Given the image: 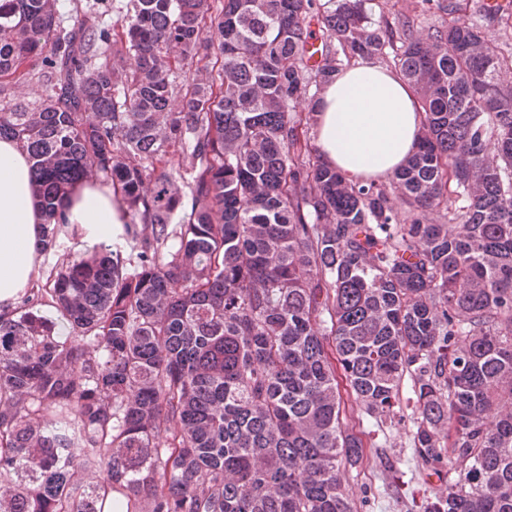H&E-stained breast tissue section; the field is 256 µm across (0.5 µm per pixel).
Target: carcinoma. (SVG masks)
<instances>
[{
	"instance_id": "cac0c4a2",
	"label": "carcinoma",
	"mask_w": 512,
	"mask_h": 512,
	"mask_svg": "<svg viewBox=\"0 0 512 512\" xmlns=\"http://www.w3.org/2000/svg\"><path fill=\"white\" fill-rule=\"evenodd\" d=\"M119 9L110 28L99 0H0V79L45 85L0 108L44 249L78 185L125 214L124 244L63 255L45 295L0 315V512H356L343 478L378 442L354 406L409 422L448 483L420 512H512V89L486 32L512 4L425 38L373 0ZM387 57L424 113L389 187L327 165L314 112L293 111Z\"/></svg>"
}]
</instances>
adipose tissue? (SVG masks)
<instances>
[{"mask_svg":"<svg viewBox=\"0 0 512 512\" xmlns=\"http://www.w3.org/2000/svg\"><path fill=\"white\" fill-rule=\"evenodd\" d=\"M413 88L391 69L355 59L323 90L316 105L315 145L322 160L348 178L378 181L405 162L421 130ZM81 241L112 238L124 214L110 190L80 188L66 203ZM43 220L27 154L0 139V313L33 287L42 263Z\"/></svg>","mask_w":512,"mask_h":512,"instance_id":"ef3b65f1","label":"adipose tissue"}]
</instances>
